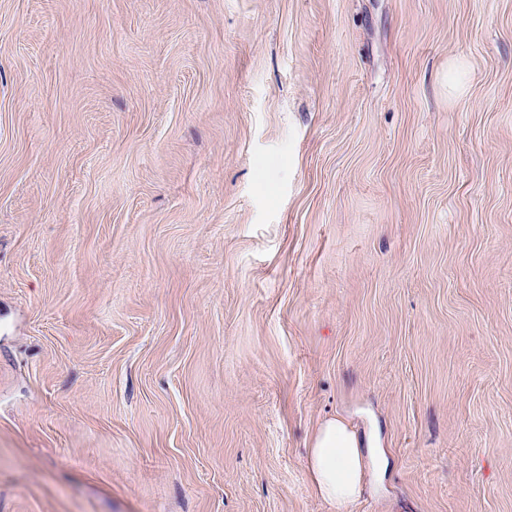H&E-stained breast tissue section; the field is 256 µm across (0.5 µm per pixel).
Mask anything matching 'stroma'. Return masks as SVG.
Masks as SVG:
<instances>
[{
    "mask_svg": "<svg viewBox=\"0 0 512 512\" xmlns=\"http://www.w3.org/2000/svg\"><path fill=\"white\" fill-rule=\"evenodd\" d=\"M512 512V0H0V512ZM340 417L325 420L312 437L306 455V471L317 494L330 512H352L375 448Z\"/></svg>",
    "mask_w": 512,
    "mask_h": 512,
    "instance_id": "stroma-1",
    "label": "stroma"
}]
</instances>
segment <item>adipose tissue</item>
Returning <instances> with one entry per match:
<instances>
[{
  "mask_svg": "<svg viewBox=\"0 0 512 512\" xmlns=\"http://www.w3.org/2000/svg\"><path fill=\"white\" fill-rule=\"evenodd\" d=\"M372 448L339 417L325 420L312 437L306 471L330 512H352L365 478Z\"/></svg>",
  "mask_w": 512,
  "mask_h": 512,
  "instance_id": "obj_1",
  "label": "adipose tissue"
}]
</instances>
